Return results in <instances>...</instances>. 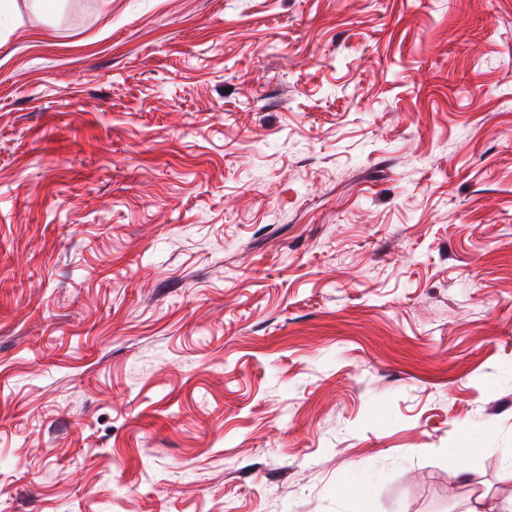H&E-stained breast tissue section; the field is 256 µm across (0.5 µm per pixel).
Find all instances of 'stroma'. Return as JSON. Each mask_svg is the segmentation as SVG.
<instances>
[{
    "instance_id": "stroma-1",
    "label": "stroma",
    "mask_w": 512,
    "mask_h": 512,
    "mask_svg": "<svg viewBox=\"0 0 512 512\" xmlns=\"http://www.w3.org/2000/svg\"><path fill=\"white\" fill-rule=\"evenodd\" d=\"M348 476L512 512V0H16L0 512H353Z\"/></svg>"
}]
</instances>
